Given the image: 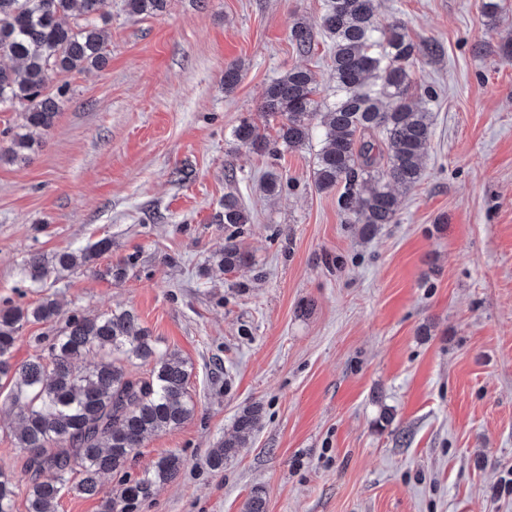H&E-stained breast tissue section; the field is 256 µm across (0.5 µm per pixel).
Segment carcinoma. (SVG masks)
<instances>
[{
  "label": "carcinoma",
  "instance_id": "cac0c4a2",
  "mask_svg": "<svg viewBox=\"0 0 512 512\" xmlns=\"http://www.w3.org/2000/svg\"><path fill=\"white\" fill-rule=\"evenodd\" d=\"M99 4L0 0V55L19 63L17 68L0 66V110H21L26 127L52 126L59 104L50 87L72 72L107 63ZM379 5L380 0H326L320 27L331 40L337 91L332 108L319 111L314 73L294 67L269 85L262 104L263 111L281 117L276 138L268 139L248 120L233 130L241 145L275 156L282 148L307 146L314 121L320 120L325 146L316 157V186L344 187L338 204L365 237L394 223L398 193L411 191L423 178L422 159L432 136L431 112L414 102L410 63L416 44L400 22L378 24ZM165 8L166 0H124L131 16L158 15ZM290 37L301 48L311 43L310 29L301 22L291 27ZM32 150L31 136L15 132L0 148V159L25 160ZM219 221L246 224L248 216L228 197ZM109 250L110 243L99 240L78 255L56 254L55 267L74 270ZM213 259L226 270L252 261L231 236ZM26 271L31 282L39 283L49 268L34 254ZM57 311V301L49 296L26 308H0V394L20 421L16 440L27 453L31 473L26 512H55L67 488L87 498L101 494L102 477L121 471L149 435L177 428L195 412L189 363L160 350L130 310L74 314L53 336L41 339L43 353L17 361L23 325L50 322ZM76 360L85 362L80 372L73 369ZM133 361L150 370L143 377L128 375L126 364ZM261 420L260 405L243 408L232 434L210 450L206 464L224 467ZM184 465L177 453L160 457L123 489L120 512H130L152 486L173 479ZM44 473L49 478L41 479ZM16 489L14 477L0 471V512H13Z\"/></svg>",
  "mask_w": 512,
  "mask_h": 512
}]
</instances>
